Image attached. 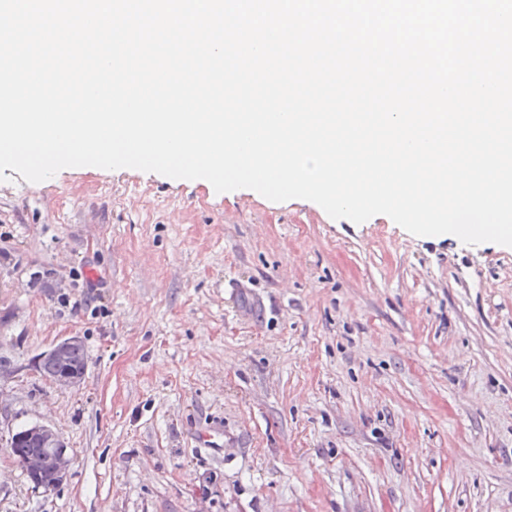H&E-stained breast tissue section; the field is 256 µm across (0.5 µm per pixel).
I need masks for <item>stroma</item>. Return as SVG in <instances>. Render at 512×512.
Segmentation results:
<instances>
[{
  "label": "stroma",
  "instance_id": "stroma-1",
  "mask_svg": "<svg viewBox=\"0 0 512 512\" xmlns=\"http://www.w3.org/2000/svg\"><path fill=\"white\" fill-rule=\"evenodd\" d=\"M4 174L0 512H512V247L136 169ZM71 336L60 387L37 365ZM29 424L68 448L47 492L10 452ZM76 339V337H70L57 342L43 356L49 354L55 356ZM87 359L88 356L86 348L82 342L78 340L68 346L61 356L40 359L38 363V370L42 376L59 385L60 379L67 375L68 372H74L80 375V377L83 376L87 366Z\"/></svg>",
  "mask_w": 512,
  "mask_h": 512
}]
</instances>
